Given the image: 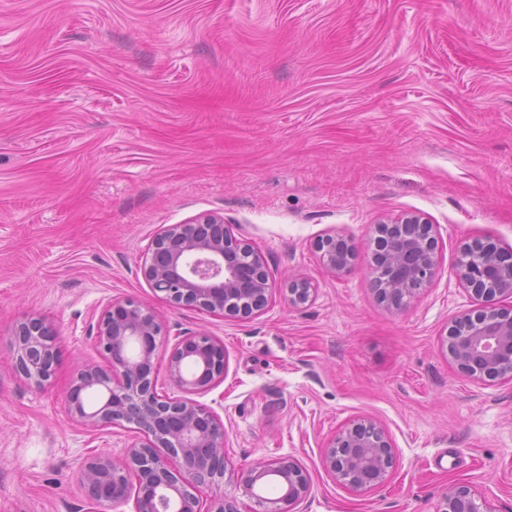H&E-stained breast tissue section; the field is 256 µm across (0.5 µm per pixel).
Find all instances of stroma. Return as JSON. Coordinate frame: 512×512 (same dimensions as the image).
<instances>
[{
	"label": "stroma",
	"mask_w": 512,
	"mask_h": 512,
	"mask_svg": "<svg viewBox=\"0 0 512 512\" xmlns=\"http://www.w3.org/2000/svg\"><path fill=\"white\" fill-rule=\"evenodd\" d=\"M423 214L437 278L405 308L381 303L375 226ZM223 214L275 290L239 320L177 308L143 257L162 226ZM348 237L350 270L314 247ZM512 249V0H0V512H89L87 456L132 434L75 422L77 365L103 364L100 312L118 297L177 336L224 343L231 471L202 488L244 500L235 469L289 457L310 492L294 512H437L456 485L512 512V380L457 371L441 334L474 304L457 276L476 239ZM316 290L288 301L292 280ZM48 317L60 363L43 388L12 365L13 325ZM368 417L397 463L367 493L337 485L327 440ZM336 241L344 243V247L336 250ZM317 252L320 253V260L324 268L335 276L346 273L355 258V247L352 242L343 236L325 235L315 243Z\"/></svg>",
	"instance_id": "35a3bbf8"
}]
</instances>
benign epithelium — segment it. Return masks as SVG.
I'll return each instance as SVG.
<instances>
[{
    "label": "benign epithelium",
    "instance_id": "obj_1",
    "mask_svg": "<svg viewBox=\"0 0 512 512\" xmlns=\"http://www.w3.org/2000/svg\"><path fill=\"white\" fill-rule=\"evenodd\" d=\"M374 241L373 282L378 298L400 309L439 273L433 225L416 213H404L380 226ZM324 268L346 273L355 247L343 236L325 235L315 243ZM149 286L175 307L247 319L265 309L274 284L262 255L237 238L219 214H202L164 227L142 263ZM459 281L480 309L457 317L442 340L451 363L463 375L487 384L512 379V307L496 298L512 297V253L483 245L464 249ZM294 306L310 301L314 288L298 279L288 287ZM162 326L138 301L115 298L96 323V340L111 369L84 364L66 396L71 418L91 429L121 426L134 432L126 454L114 459L91 455L83 463L81 483L97 512L131 499L134 512H242L236 500L218 498L202 509L198 487L224 479V421L195 399L224 381V344L206 331L180 336L172 346L169 378L174 396L157 391L152 358ZM13 369L29 382L46 385L55 374L59 350L53 327L42 315H29L13 327ZM396 464L386 430L370 418L340 428L324 446L323 465L336 483L353 492L380 487ZM135 482H130V478ZM275 477L283 494L263 496ZM244 495L264 512H293L310 483L303 467L288 457L270 458L240 471ZM439 512H493L490 503L467 485L453 487Z\"/></svg>",
    "mask_w": 512,
    "mask_h": 512
}]
</instances>
